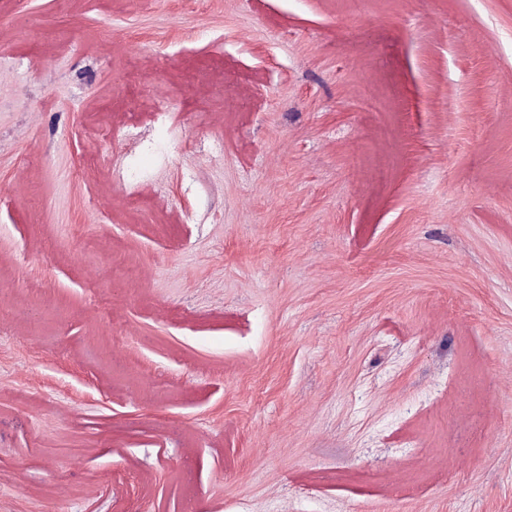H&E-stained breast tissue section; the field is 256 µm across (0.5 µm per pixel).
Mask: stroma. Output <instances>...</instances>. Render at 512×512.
Listing matches in <instances>:
<instances>
[{
	"label": "stroma",
	"mask_w": 512,
	"mask_h": 512,
	"mask_svg": "<svg viewBox=\"0 0 512 512\" xmlns=\"http://www.w3.org/2000/svg\"><path fill=\"white\" fill-rule=\"evenodd\" d=\"M0 70V512H512V0H0Z\"/></svg>",
	"instance_id": "obj_1"
}]
</instances>
